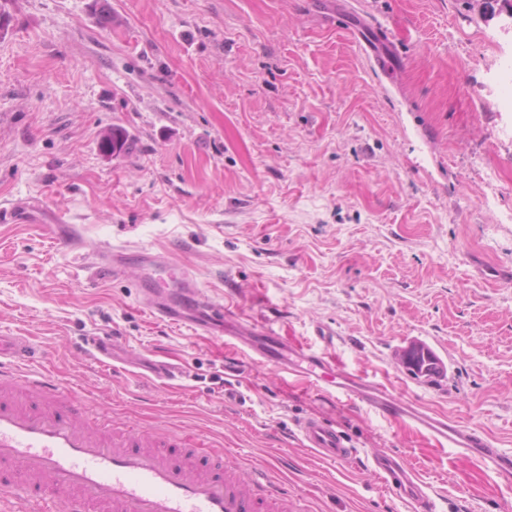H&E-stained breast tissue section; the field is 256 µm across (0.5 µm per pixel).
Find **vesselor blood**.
I'll return each instance as SVG.
<instances>
[{
    "label": "vessel or blood",
    "mask_w": 512,
    "mask_h": 512,
    "mask_svg": "<svg viewBox=\"0 0 512 512\" xmlns=\"http://www.w3.org/2000/svg\"><path fill=\"white\" fill-rule=\"evenodd\" d=\"M42 231L60 248L83 246L77 228L61 217H53ZM99 261L115 277L128 263L142 267L140 294L151 315L179 318V310L159 300L169 282H176L196 312L195 326L223 324L235 344L307 387L331 383L347 401L411 425L437 446L476 456L487 469L512 479V454L496 448L478 429L396 400L362 375L333 370L328 358L313 353L307 343L286 342L243 323L237 306L199 298L196 275L187 265L124 249L101 252ZM30 354L26 337L0 333V465L15 470L0 483V512H292L291 500L261 494L256 478L227 473L223 459L202 463L200 437L178 436L162 445L145 431L115 438L79 423L80 403L73 391L14 369V362ZM298 429L303 447L322 459L342 462L356 452L334 423L309 417ZM371 466L417 512H438L430 485L401 456L377 454Z\"/></svg>",
    "instance_id": "vessel-or-blood-1"
}]
</instances>
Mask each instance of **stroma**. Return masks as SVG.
I'll use <instances>...</instances> for the list:
<instances>
[{
    "mask_svg": "<svg viewBox=\"0 0 512 512\" xmlns=\"http://www.w3.org/2000/svg\"><path fill=\"white\" fill-rule=\"evenodd\" d=\"M0 330L24 373L116 432H182L269 476L298 512H412L370 468L395 451L439 512H512L473 456L145 310L129 245L401 401L512 452V0H0ZM125 129L113 155L102 138ZM64 215L85 246L38 221ZM113 338L111 359L85 348ZM425 342L436 383L397 361ZM171 365L172 377L157 375ZM239 394L224 398L225 390ZM321 417L356 448H303ZM51 224L41 225V230L52 241L63 249L78 250L83 248V242L80 238L78 229L72 224H65L63 219L55 215L51 219ZM431 349L428 345L421 341H411L405 348H403L397 357V360L400 365H402L404 368L408 364V360L410 356L413 353H422L423 355H420L414 362L413 366L409 368L408 372L416 377H423L422 371L424 367L428 365L427 361L424 357H426L427 354H429L432 359L434 360V364H437V372L436 374L440 375L442 373L446 372L445 364L442 360L440 362L436 357L433 356V354L430 352ZM424 356V357H423Z\"/></svg>",
    "mask_w": 512,
    "mask_h": 512,
    "instance_id": "1",
    "label": "stroma"
}]
</instances>
